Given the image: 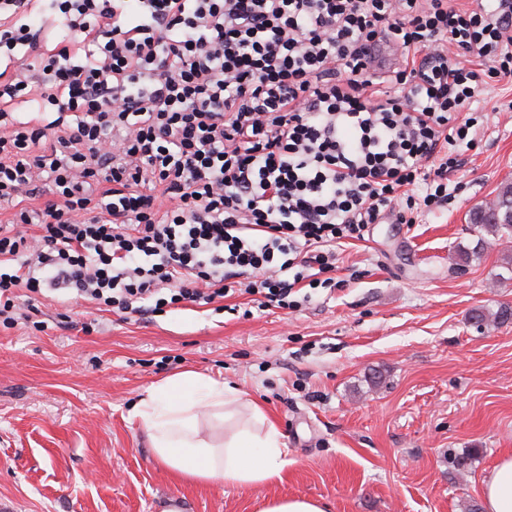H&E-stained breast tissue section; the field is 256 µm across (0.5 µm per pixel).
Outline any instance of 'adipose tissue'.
<instances>
[{
    "instance_id": "obj_1",
    "label": "adipose tissue",
    "mask_w": 512,
    "mask_h": 512,
    "mask_svg": "<svg viewBox=\"0 0 512 512\" xmlns=\"http://www.w3.org/2000/svg\"><path fill=\"white\" fill-rule=\"evenodd\" d=\"M153 456L171 471L225 485H261L289 464L281 433L239 386L188 371L148 387L133 413ZM486 512H512V456L483 486Z\"/></svg>"
}]
</instances>
